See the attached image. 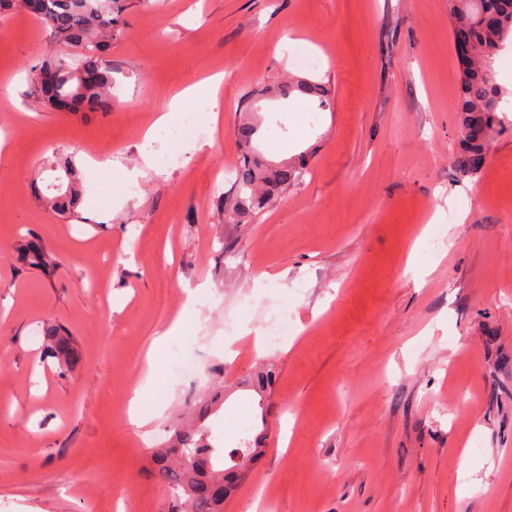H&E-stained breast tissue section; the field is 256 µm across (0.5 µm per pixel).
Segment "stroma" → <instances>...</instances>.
Listing matches in <instances>:
<instances>
[{"label":"stroma","mask_w":512,"mask_h":512,"mask_svg":"<svg viewBox=\"0 0 512 512\" xmlns=\"http://www.w3.org/2000/svg\"><path fill=\"white\" fill-rule=\"evenodd\" d=\"M123 8L106 47L118 90L107 113L46 106L29 69L65 46L27 11L0 18V130L12 138L0 163V512H116L128 485L132 512H168L150 447L187 406L172 371L186 356L204 387L223 365L228 433L257 404L239 382L262 362L279 372L267 453L224 512L259 500L269 512H512V112L481 171L461 175L448 0ZM215 73L217 137L186 140L175 166L145 163L144 132ZM294 77L322 82L330 107L268 98ZM243 122L262 158L307 165L241 220L224 205ZM106 150L110 168H87L84 156ZM68 157L75 220L41 199ZM426 224L439 243L407 268ZM30 232L57 253L53 275L20 264ZM276 305L294 341L254 346ZM181 310L182 331L166 336ZM47 320L73 339L70 373L45 355ZM148 352L159 384L138 428L127 407Z\"/></svg>","instance_id":"stroma-1"}]
</instances>
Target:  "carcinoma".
<instances>
[{
    "instance_id": "obj_1",
    "label": "carcinoma",
    "mask_w": 512,
    "mask_h": 512,
    "mask_svg": "<svg viewBox=\"0 0 512 512\" xmlns=\"http://www.w3.org/2000/svg\"><path fill=\"white\" fill-rule=\"evenodd\" d=\"M498 2L497 21L487 23L474 0H448L452 24L463 22L472 31V53L462 65L455 99L461 129V148L455 166L464 175L480 170L489 152L492 133L504 121L499 113L505 99L493 83L491 62L500 45L512 40V0ZM19 8L38 17L57 41L75 49L71 56L51 55L34 66L32 84L38 95L48 103L59 95L69 96L73 109L110 111L112 60L106 58L105 48L113 28L122 22L120 0H0V15ZM294 90L316 99L322 109L329 106L328 90L321 83L302 80L282 88L284 93ZM63 169L65 177L57 176L49 184L56 194L44 200L52 209L77 218L74 170L67 162ZM233 172L243 215L265 208L271 198L303 177L301 169L291 164L268 168L250 157L244 158ZM19 253L24 262L43 269L56 261L34 234L25 238ZM41 333L45 349L57 360L60 371L71 372L78 361L71 337L53 322L45 323ZM277 379L278 371L271 364L241 382L242 389L259 396L261 427L248 445L228 450L215 442L208 418L219 407L207 403L200 406L192 420L175 429L168 447L153 452L152 475L169 493L170 512H224V502L217 496L224 483H229L231 492H236L241 482L236 479L235 471H251L264 456L265 397Z\"/></svg>"
}]
</instances>
